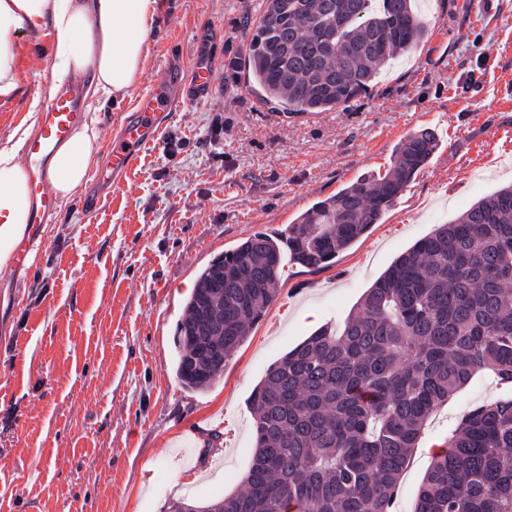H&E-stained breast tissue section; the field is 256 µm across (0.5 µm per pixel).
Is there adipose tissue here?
Returning a JSON list of instances; mask_svg holds the SVG:
<instances>
[{
    "mask_svg": "<svg viewBox=\"0 0 512 512\" xmlns=\"http://www.w3.org/2000/svg\"><path fill=\"white\" fill-rule=\"evenodd\" d=\"M159 0H0V97H12L15 33L48 23L47 59L52 84L77 74L90 82L87 98L107 103L124 98L142 76ZM37 120L27 114L5 144H0V268L6 266L28 222L29 177L19 152ZM101 135L96 119L79 125L55 152L48 181L57 197L70 200L97 164Z\"/></svg>",
    "mask_w": 512,
    "mask_h": 512,
    "instance_id": "ef3b65f1",
    "label": "adipose tissue"
}]
</instances>
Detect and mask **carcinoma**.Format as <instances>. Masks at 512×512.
<instances>
[{
	"instance_id": "cac0c4a2",
	"label": "carcinoma",
	"mask_w": 512,
	"mask_h": 512,
	"mask_svg": "<svg viewBox=\"0 0 512 512\" xmlns=\"http://www.w3.org/2000/svg\"><path fill=\"white\" fill-rule=\"evenodd\" d=\"M254 27L244 78L291 114L349 106L429 25L411 0H265ZM438 147L431 129L417 130L385 175H363L287 230L213 259L178 325L180 381L204 390L219 378L275 300L284 256L329 266ZM484 370L512 386V186L419 239L342 327L319 328L271 364L250 399L245 489L171 512H392L428 419ZM415 512H512V394L461 416Z\"/></svg>"
}]
</instances>
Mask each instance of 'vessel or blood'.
<instances>
[{"mask_svg":"<svg viewBox=\"0 0 512 512\" xmlns=\"http://www.w3.org/2000/svg\"><path fill=\"white\" fill-rule=\"evenodd\" d=\"M214 88L213 74L200 66L192 71L167 67L156 87L143 92L129 115L124 117L107 150L105 162L95 176L83 203L94 211L104 202V193L119 184L136 166L144 148L163 130L161 113L180 102L192 103L209 95ZM84 118V87L74 82L55 90L42 114L39 129L24 148L29 175L32 208L27 224L28 240L41 237L47 219L57 209V200L46 189L48 163L56 147L64 142Z\"/></svg>","mask_w":512,"mask_h":512,"instance_id":"b4317fda","label":"vessel or blood"}]
</instances>
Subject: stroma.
Segmentation results:
<instances>
[{"label": "stroma", "mask_w": 512, "mask_h": 512, "mask_svg": "<svg viewBox=\"0 0 512 512\" xmlns=\"http://www.w3.org/2000/svg\"><path fill=\"white\" fill-rule=\"evenodd\" d=\"M133 95L97 112L103 143L162 69L206 64L215 87L166 115L161 142L89 213L59 203L25 265L0 272V512H167L243 490L254 444L249 398L269 365L324 324L342 326L392 261L435 225L512 183V0H415L424 41L380 70L345 109L287 115L230 67L264 0H162ZM49 26L15 38V94L0 142L48 102ZM440 146L379 224L334 263L286 262L268 314L207 390L175 373L176 327L198 273L257 232L385 173L413 131ZM174 150H165L164 140ZM503 389L476 377L429 420L400 484L414 512L433 447Z\"/></svg>", "instance_id": "35a3bbf8"}]
</instances>
